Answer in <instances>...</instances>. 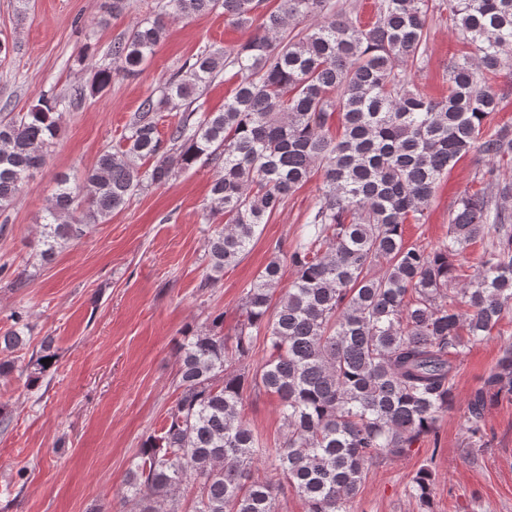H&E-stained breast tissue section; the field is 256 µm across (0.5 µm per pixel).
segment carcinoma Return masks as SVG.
<instances>
[{"mask_svg":"<svg viewBox=\"0 0 512 512\" xmlns=\"http://www.w3.org/2000/svg\"><path fill=\"white\" fill-rule=\"evenodd\" d=\"M262 0H168L192 19L224 9L245 25ZM448 19L479 55L448 72V95L434 100L413 84L427 61L432 0H376L375 21L331 0H280L260 31L220 53L204 49L147 97L124 145L98 156L79 181L56 179L40 231L41 262L80 240L90 224L151 186L205 161L218 168L205 217L203 287L237 264L288 198L323 170L305 230L286 253L294 279L278 301L283 259L274 257L246 289L243 322L232 342L224 317L184 336L176 349L179 395L160 433L128 469L129 512H181L175 492H192L191 512H279L291 489L306 512H351L370 467L406 454L435 433L452 407L456 360L467 343L492 334L512 312V127L490 126L499 95L483 83L512 51V0H442ZM309 25L278 34L293 22ZM166 35L165 16L136 23L112 46L127 73ZM235 78L218 111L197 106L161 137L157 115L219 72ZM58 100L45 93L28 112L0 116V210L10 207L46 160L58 131ZM336 134H331L333 124ZM473 147L487 158L485 190L466 192L449 216L448 236L427 248L408 244L448 168ZM484 242L473 274L456 257ZM269 358L248 374L243 362L258 335ZM24 345L16 328L0 333V352ZM55 361L54 337L29 359L36 384ZM276 396L283 431L267 473L253 479L260 444L243 419L246 394ZM512 396V345L469 404L474 438L486 407ZM431 474L413 477L410 495L430 507Z\"/></svg>","mask_w":512,"mask_h":512,"instance_id":"cac0c4a2","label":"carcinoma"}]
</instances>
